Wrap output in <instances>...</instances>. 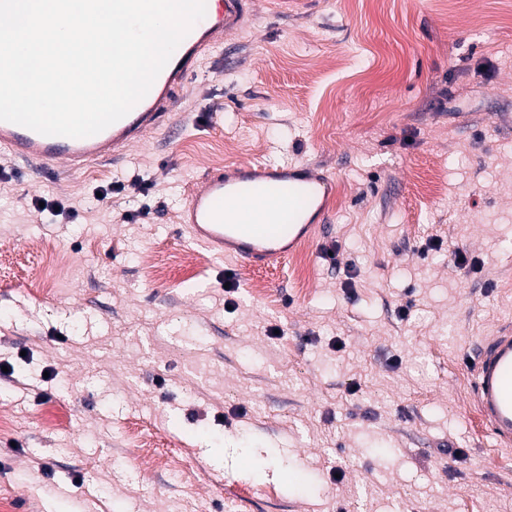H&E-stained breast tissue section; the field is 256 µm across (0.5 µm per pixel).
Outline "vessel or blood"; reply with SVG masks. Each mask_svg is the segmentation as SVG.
Here are the masks:
<instances>
[{"mask_svg":"<svg viewBox=\"0 0 512 512\" xmlns=\"http://www.w3.org/2000/svg\"><path fill=\"white\" fill-rule=\"evenodd\" d=\"M247 0H218L182 40L148 94L122 119L84 138L46 136L0 121V147L16 159L49 170L63 165L77 174L95 161L118 157L144 133L161 128L172 116L178 92L195 64L222 50L224 38L243 21ZM334 181L297 164L242 163L227 170L212 167L189 189L180 224L190 238L222 257L254 268L282 263L305 241L331 234L325 224ZM285 202V210L265 223L241 216L245 203ZM471 390L483 427L497 447H512V328L487 337L471 367Z\"/></svg>","mask_w":512,"mask_h":512,"instance_id":"obj_1","label":"vessel or blood"}]
</instances>
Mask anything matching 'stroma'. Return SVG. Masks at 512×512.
I'll return each mask as SVG.
<instances>
[{"label":"stroma","mask_w":512,"mask_h":512,"mask_svg":"<svg viewBox=\"0 0 512 512\" xmlns=\"http://www.w3.org/2000/svg\"><path fill=\"white\" fill-rule=\"evenodd\" d=\"M172 121L77 175L0 149V503L512 512L463 389L512 326V0H252ZM218 162L334 179L307 270L186 269L180 205Z\"/></svg>","instance_id":"35a3bbf8"}]
</instances>
